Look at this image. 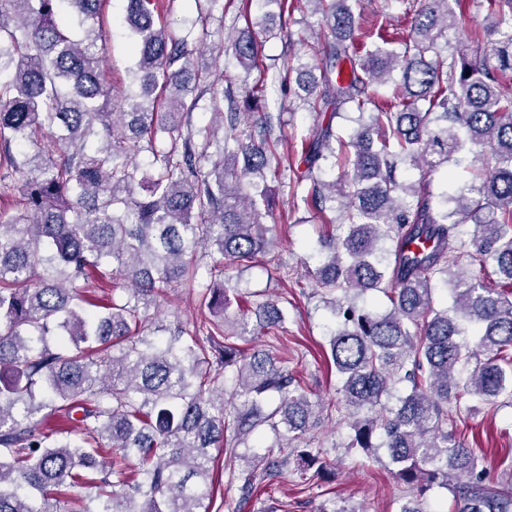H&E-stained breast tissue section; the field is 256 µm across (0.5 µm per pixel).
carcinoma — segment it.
<instances>
[{"mask_svg":"<svg viewBox=\"0 0 512 512\" xmlns=\"http://www.w3.org/2000/svg\"><path fill=\"white\" fill-rule=\"evenodd\" d=\"M352 1L245 0V19L253 2L283 14L310 4L327 31L313 62L285 54L275 71L259 64L268 29L227 36L218 50L244 70L238 96L194 70L218 0H194V45L156 0H127L134 88L114 112L96 54L101 0H0V512H212V450L232 456L261 431L321 474L320 453L298 447L319 404L288 357L234 342L285 323L277 300L239 287L246 267L282 266L264 222L274 197L252 179L285 178L281 123L265 109L275 84L316 114L305 171L283 186L314 214L342 216L323 224L330 253L313 277L332 295L342 400L365 413L348 447L368 453L384 435L412 494L399 512H423L436 486L451 512H512V480L487 481L474 449L448 432L451 393L512 395V0H487L486 29L500 38L484 47L438 44L467 0H420L407 37L382 29L363 54ZM206 94L211 118L196 128ZM346 108L360 123L347 139L334 129ZM331 158L347 169L327 181L318 171ZM466 160L471 182L437 200L397 177L402 164L433 173ZM385 240L417 250L386 255ZM467 245L498 287L453 270ZM183 286L207 309L190 332L156 317ZM351 291L380 292L390 307L360 306ZM55 414L69 426H51ZM243 460L245 500L289 465Z\"/></svg>","mask_w":512,"mask_h":512,"instance_id":"carcinoma-1","label":"carcinoma"}]
</instances>
